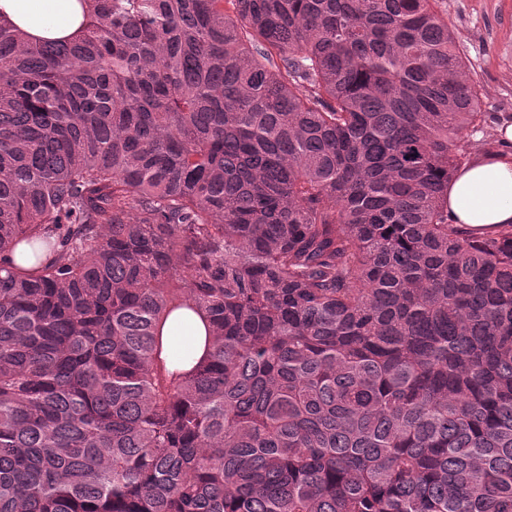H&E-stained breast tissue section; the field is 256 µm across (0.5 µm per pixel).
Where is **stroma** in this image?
I'll list each match as a JSON object with an SVG mask.
<instances>
[{"instance_id": "obj_1", "label": "stroma", "mask_w": 512, "mask_h": 512, "mask_svg": "<svg viewBox=\"0 0 512 512\" xmlns=\"http://www.w3.org/2000/svg\"><path fill=\"white\" fill-rule=\"evenodd\" d=\"M439 11L466 50L489 114L484 128L467 138L476 156L483 143L497 142V128L512 124V0H439Z\"/></svg>"}]
</instances>
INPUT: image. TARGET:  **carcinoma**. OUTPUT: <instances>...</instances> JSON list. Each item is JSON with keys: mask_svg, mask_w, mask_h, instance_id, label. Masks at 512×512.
<instances>
[{"mask_svg": "<svg viewBox=\"0 0 512 512\" xmlns=\"http://www.w3.org/2000/svg\"><path fill=\"white\" fill-rule=\"evenodd\" d=\"M81 2L0 19V512H512V224L448 222L488 113L439 0ZM0 15L44 40L70 37L85 20L78 0H0Z\"/></svg>", "mask_w": 512, "mask_h": 512, "instance_id": "obj_1", "label": "carcinoma"}]
</instances>
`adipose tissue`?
<instances>
[{
	"label": "adipose tissue",
	"instance_id": "adipose-tissue-1",
	"mask_svg": "<svg viewBox=\"0 0 512 512\" xmlns=\"http://www.w3.org/2000/svg\"><path fill=\"white\" fill-rule=\"evenodd\" d=\"M0 16L30 35L59 40L77 33L84 16L79 0H0ZM448 217L485 229L512 223V153L474 157L448 184Z\"/></svg>",
	"mask_w": 512,
	"mask_h": 512
}]
</instances>
